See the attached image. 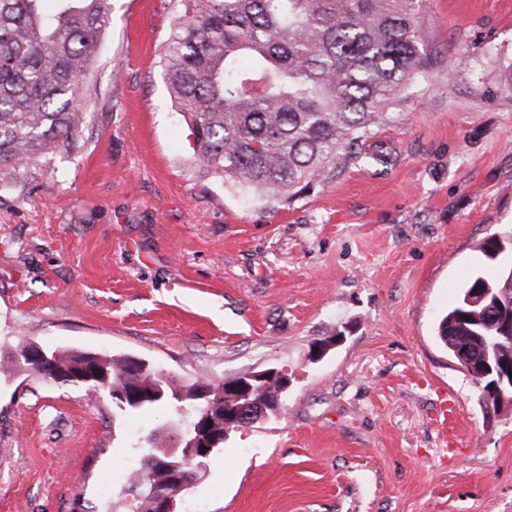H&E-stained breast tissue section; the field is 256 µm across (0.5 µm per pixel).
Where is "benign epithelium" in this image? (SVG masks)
Returning a JSON list of instances; mask_svg holds the SVG:
<instances>
[{
    "label": "benign epithelium",
    "instance_id": "obj_1",
    "mask_svg": "<svg viewBox=\"0 0 512 512\" xmlns=\"http://www.w3.org/2000/svg\"><path fill=\"white\" fill-rule=\"evenodd\" d=\"M467 305L476 310L474 318H479V313L485 311L489 314L496 313L497 326L502 334L501 340L509 342L512 337V301L492 295L489 288L472 289L467 301ZM344 339V336H332L319 340L313 344L317 352L309 353V360L312 362L320 361L330 350L336 348ZM454 356L459 361L464 370L472 377L476 383H481L493 368L502 363L512 360V355L495 353L493 356L485 354L474 357L471 350L454 351ZM26 359L35 365L51 364L54 362V356L38 344H30L25 352ZM512 368H504V371L498 372V380L494 383L491 400L494 401L493 407L500 408L512 406V376L509 372ZM291 385V377L286 369H265L260 371H250L243 373L235 378L228 380L224 385V391L217 394L201 390L196 397L207 402V407H220L224 412V432L228 433L242 423L254 424L266 419L271 414H276L281 408L282 394L288 391ZM218 438L213 437L208 442L193 437L188 441L179 437L172 443L170 455H177L181 448L190 449L194 456H200L196 452L198 448H213Z\"/></svg>",
    "mask_w": 512,
    "mask_h": 512
}]
</instances>
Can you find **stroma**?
I'll use <instances>...</instances> for the list:
<instances>
[{"label":"stroma","instance_id":"stroma-1","mask_svg":"<svg viewBox=\"0 0 512 512\" xmlns=\"http://www.w3.org/2000/svg\"><path fill=\"white\" fill-rule=\"evenodd\" d=\"M109 5L78 148L0 188V350L132 356L186 382L287 369L281 413L230 431L177 512H512V411L437 335L496 272L480 244L512 229V0H417L426 66L360 159L289 203L197 165L161 63L177 0ZM186 422L0 377V512H111L103 480Z\"/></svg>","mask_w":512,"mask_h":512}]
</instances>
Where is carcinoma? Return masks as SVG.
I'll list each match as a JSON object with an SVG mask.
<instances>
[{
    "mask_svg": "<svg viewBox=\"0 0 512 512\" xmlns=\"http://www.w3.org/2000/svg\"><path fill=\"white\" fill-rule=\"evenodd\" d=\"M42 0H0V187L9 176L47 154L77 147L84 113L80 80L98 53L110 23L108 0H56L54 13ZM181 12L162 59L170 99L182 112L203 172L270 199H293L324 187L372 130L385 123L411 76L424 66L416 0H179ZM512 230L479 246L495 260ZM512 261L499 275L472 277L437 327L446 346L493 332L465 318L471 288H506ZM103 382H80L86 396L110 398L122 412L179 406L190 421L209 418L191 398L190 385L154 371L135 377L125 357L97 354ZM87 361L70 351L55 367L36 371L54 382L56 371H81ZM28 369L12 354L0 356V376ZM183 391V403L167 397L134 406L123 396L156 386ZM211 419V418H209ZM224 432V419H211ZM153 451L141 457L139 474L120 494L138 489L133 512H152L155 498L177 485L162 468L170 448L146 437Z\"/></svg>",
    "mask_w": 512,
    "mask_h": 512,
    "instance_id": "cac0c4a2",
    "label": "carcinoma"
}]
</instances>
